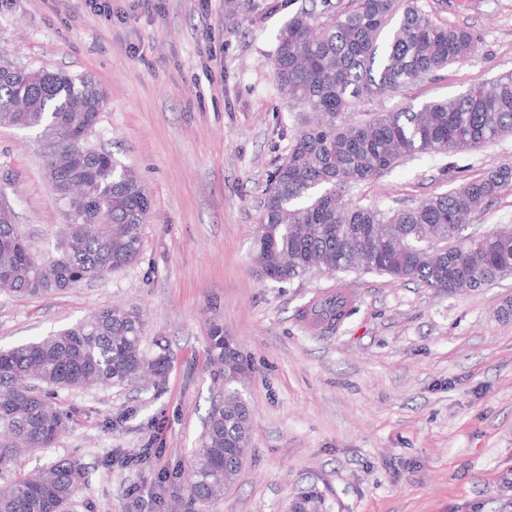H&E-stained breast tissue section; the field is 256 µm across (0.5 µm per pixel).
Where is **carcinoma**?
I'll return each instance as SVG.
<instances>
[{"label": "carcinoma", "instance_id": "obj_1", "mask_svg": "<svg viewBox=\"0 0 512 512\" xmlns=\"http://www.w3.org/2000/svg\"><path fill=\"white\" fill-rule=\"evenodd\" d=\"M397 10L398 0H357L349 10L338 0H308L274 36L273 78L303 111L264 192L253 242L262 269L280 283L320 267L332 276L358 269L450 295L478 291L512 270L511 235L458 239L462 225L512 183L511 165L412 205L343 200L350 184L377 180L404 160L472 151L512 135L511 74L450 100L348 122L362 100L396 92L476 51L469 29L438 24L414 4L381 40ZM105 98L92 80L63 71L27 68L0 77V124L57 129L49 178L76 188L69 198L74 224L66 229L71 240L56 245L54 256L33 252L17 225L0 217L1 292H62L138 261L142 240L131 229L147 223L150 203L134 173L96 149L80 168L53 165V154L69 147L68 134L85 127ZM352 308L338 286L305 303L298 317L332 334ZM145 327L138 310L105 306L69 328L0 349V474L16 473L0 482V512H66L86 480L85 464L71 456L24 476L20 452L50 448L65 431L70 414L56 402L60 389L110 387L145 372L163 382L168 361L144 353ZM209 351L220 365L224 397L209 411L190 457L188 498L199 504L222 497L251 453L244 389L254 368L218 326L210 329Z\"/></svg>", "mask_w": 512, "mask_h": 512}]
</instances>
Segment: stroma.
Masks as SVG:
<instances>
[{
    "instance_id": "35a3bbf8",
    "label": "stroma",
    "mask_w": 512,
    "mask_h": 512,
    "mask_svg": "<svg viewBox=\"0 0 512 512\" xmlns=\"http://www.w3.org/2000/svg\"><path fill=\"white\" fill-rule=\"evenodd\" d=\"M0 0V59L91 77L107 95L90 144L141 178L151 201L132 266L59 294L0 292V347L76 323L110 305L147 319L142 347L166 354L162 383L61 389L73 422L24 456L34 474L80 457L76 512H166L224 384L210 360L221 326L254 367L245 397L252 455L204 512H288L316 487L330 512H512V277L439 296L374 273L291 284L253 260L260 201L288 152L299 112L272 78L274 34L299 0ZM438 23L469 29L467 61L381 98L354 119L452 99L512 74V0H414ZM50 142L0 126V196L32 249L51 253L67 216L46 169ZM512 164V137L480 150L401 162L352 189L365 203H412ZM343 282L353 312L335 333L298 309ZM119 418L116 427L106 422Z\"/></svg>"
}]
</instances>
